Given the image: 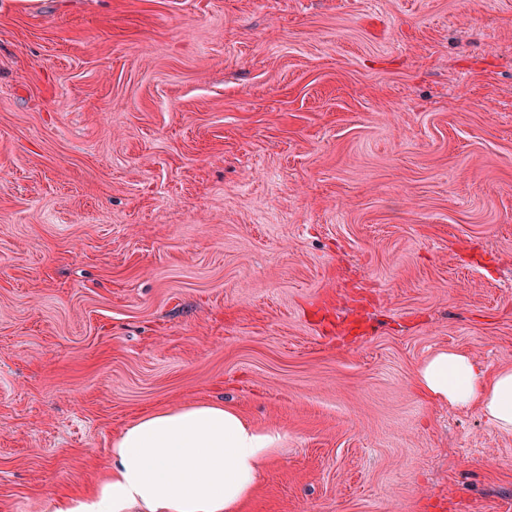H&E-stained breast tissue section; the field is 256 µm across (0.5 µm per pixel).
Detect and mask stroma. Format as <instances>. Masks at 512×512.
Segmentation results:
<instances>
[{"instance_id":"stroma-1","label":"stroma","mask_w":512,"mask_h":512,"mask_svg":"<svg viewBox=\"0 0 512 512\" xmlns=\"http://www.w3.org/2000/svg\"><path fill=\"white\" fill-rule=\"evenodd\" d=\"M512 0H0V512L144 414L280 434L243 512H512ZM416 382L423 396L476 407L492 425L512 430V369L490 373L464 351L440 350L419 366Z\"/></svg>"}]
</instances>
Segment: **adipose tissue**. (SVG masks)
<instances>
[{"instance_id":"adipose-tissue-1","label":"adipose tissue","mask_w":512,"mask_h":512,"mask_svg":"<svg viewBox=\"0 0 512 512\" xmlns=\"http://www.w3.org/2000/svg\"><path fill=\"white\" fill-rule=\"evenodd\" d=\"M416 382L423 396L478 408L512 430V369L491 373L464 351L440 350ZM278 442L218 403L150 413L114 442L108 478L89 495L59 499L55 512H243Z\"/></svg>"}]
</instances>
